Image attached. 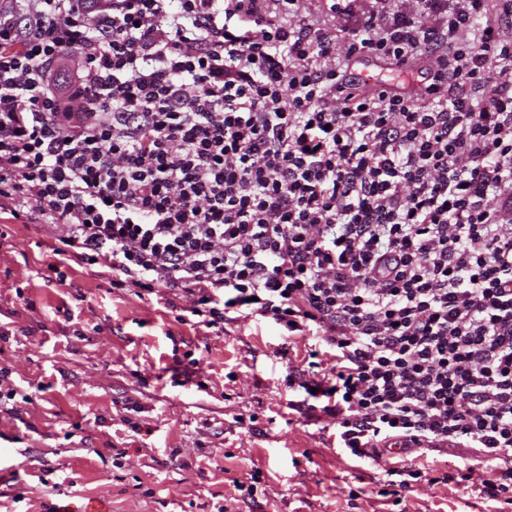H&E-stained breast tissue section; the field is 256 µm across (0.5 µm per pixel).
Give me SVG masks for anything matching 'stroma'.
<instances>
[{
    "instance_id": "stroma-1",
    "label": "stroma",
    "mask_w": 512,
    "mask_h": 512,
    "mask_svg": "<svg viewBox=\"0 0 512 512\" xmlns=\"http://www.w3.org/2000/svg\"><path fill=\"white\" fill-rule=\"evenodd\" d=\"M12 207L0 199V390L14 394L0 401V512H512L481 471L461 483L448 449L404 454L423 475L389 495L384 469L341 455L335 418L289 389L307 338L249 318L178 323L186 294L112 288L102 262L47 281L64 231Z\"/></svg>"
}]
</instances>
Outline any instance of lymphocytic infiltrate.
Instances as JSON below:
<instances>
[{"label":"lymphocytic infiltrate","instance_id":"obj_1","mask_svg":"<svg viewBox=\"0 0 512 512\" xmlns=\"http://www.w3.org/2000/svg\"><path fill=\"white\" fill-rule=\"evenodd\" d=\"M270 2L10 0L0 197L65 227L55 267L313 339L300 387L349 456L470 448L512 505V0H377L352 30ZM362 54L423 96L361 91Z\"/></svg>","mask_w":512,"mask_h":512}]
</instances>
